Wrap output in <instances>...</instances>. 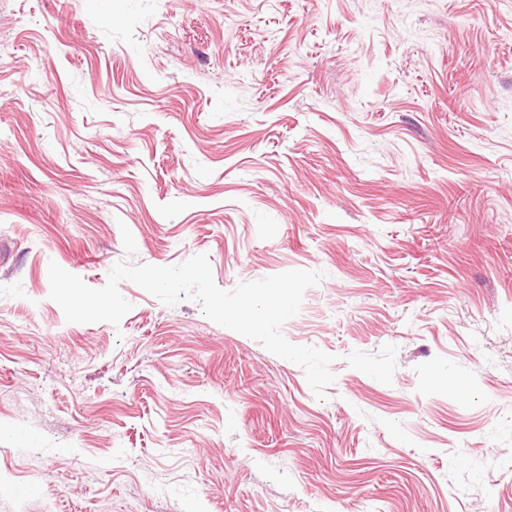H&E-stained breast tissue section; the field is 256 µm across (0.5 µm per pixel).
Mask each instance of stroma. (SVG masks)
I'll return each instance as SVG.
<instances>
[{
	"label": "stroma",
	"instance_id": "1",
	"mask_svg": "<svg viewBox=\"0 0 512 512\" xmlns=\"http://www.w3.org/2000/svg\"><path fill=\"white\" fill-rule=\"evenodd\" d=\"M324 272L303 369L57 263ZM0 512H512V0H0Z\"/></svg>",
	"mask_w": 512,
	"mask_h": 512
}]
</instances>
